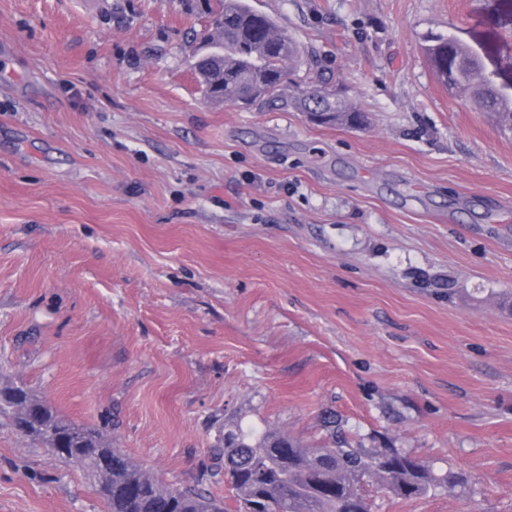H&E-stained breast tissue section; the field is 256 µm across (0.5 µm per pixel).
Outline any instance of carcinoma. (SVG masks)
Segmentation results:
<instances>
[{
    "label": "carcinoma",
    "instance_id": "obj_1",
    "mask_svg": "<svg viewBox=\"0 0 512 512\" xmlns=\"http://www.w3.org/2000/svg\"><path fill=\"white\" fill-rule=\"evenodd\" d=\"M220 53L198 56L193 71L205 93L228 103L254 104L289 87L286 107L315 112L325 125L358 126L365 115L348 99L323 85L318 60L307 54L288 31L248 0H214L205 33ZM425 52L448 90L465 94L485 112L496 114L512 132V93L483 75L472 47L459 38L433 34ZM306 79H293L300 69ZM38 410L41 418L26 436L46 448L60 442L66 462L81 460L98 487L107 512H370L363 494L365 479L403 499L427 495L441 485L464 486L467 478L450 472L439 476L432 465L397 449L369 454L341 438L327 446L305 448L270 428L224 427L212 449L210 477L224 478L236 492V510L197 485L169 486L126 456L110 449L100 431L60 416L46 400L28 389L0 385V417L17 428L24 416Z\"/></svg>",
    "mask_w": 512,
    "mask_h": 512
}]
</instances>
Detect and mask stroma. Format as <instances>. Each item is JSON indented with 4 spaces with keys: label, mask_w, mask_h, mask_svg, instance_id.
<instances>
[{
    "label": "stroma",
    "mask_w": 512,
    "mask_h": 512,
    "mask_svg": "<svg viewBox=\"0 0 512 512\" xmlns=\"http://www.w3.org/2000/svg\"><path fill=\"white\" fill-rule=\"evenodd\" d=\"M369 116L209 100L205 0H0V378L168 484L223 426L394 448L466 487L372 512H512V134L424 51L512 80L503 0H251ZM0 423V512H106Z\"/></svg>",
    "instance_id": "stroma-1"
}]
</instances>
